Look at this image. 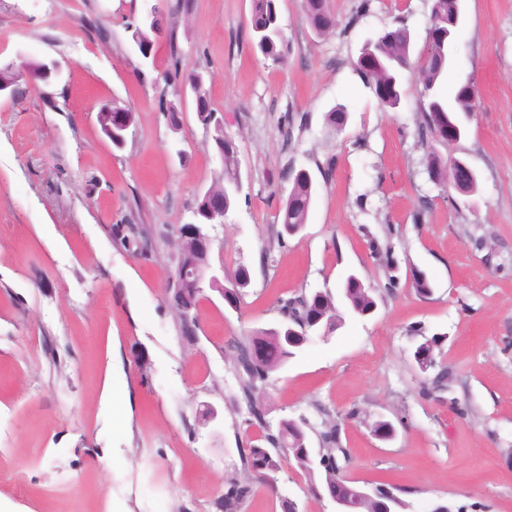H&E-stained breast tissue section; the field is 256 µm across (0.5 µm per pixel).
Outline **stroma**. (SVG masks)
<instances>
[{
	"label": "stroma",
	"mask_w": 512,
	"mask_h": 512,
	"mask_svg": "<svg viewBox=\"0 0 512 512\" xmlns=\"http://www.w3.org/2000/svg\"><path fill=\"white\" fill-rule=\"evenodd\" d=\"M330 3L336 30L319 37L303 0H279L291 50L274 67L253 47L250 0H194L152 62L129 29L143 0H0L1 62L65 64L60 80L0 101V512H217L258 434L225 342L277 320V298L335 291L349 271L377 289L391 273L400 284L374 315L312 338L276 374L262 391L270 425L306 419L314 448L316 428L342 420L346 475L403 489L404 512H512V0H463L444 87L473 83L477 111L460 141L426 147L419 85L404 81L399 107H383L355 63L364 40L398 20L422 53L432 0ZM174 48L239 150L244 192L213 231L210 261L251 274L240 311L206 291L192 341L165 299L168 233L222 166L193 95L160 78ZM112 102L135 116L120 149L97 121ZM338 103L350 117L336 132L325 114ZM169 104L182 133L167 128ZM431 151L468 162L477 193L431 180ZM300 169L316 202L277 246ZM118 224L145 229L151 260L116 237ZM414 268L431 294L411 287ZM415 327L442 338L446 390H427L434 374L414 360ZM207 404L218 413L209 425ZM379 419L393 439L374 435ZM276 478L255 484L240 512H281L284 497L330 512L296 466Z\"/></svg>",
	"instance_id": "1"
}]
</instances>
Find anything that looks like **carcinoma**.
I'll return each instance as SVG.
<instances>
[{"label": "carcinoma", "instance_id": "1", "mask_svg": "<svg viewBox=\"0 0 512 512\" xmlns=\"http://www.w3.org/2000/svg\"><path fill=\"white\" fill-rule=\"evenodd\" d=\"M167 4V20L173 21L178 14L187 15L193 8L194 0H174ZM306 21L311 30L319 37L326 36L336 29V15L329 0H304ZM460 0H433L428 28V44L425 52L417 60H412L411 34L402 23L383 30L373 38L374 58L358 57L356 70L364 85L377 97L379 102L394 109L399 106L403 94L402 83L405 74H410L421 86V110L418 130L421 143L426 145L433 140L448 146L457 143L467 132L466 122L476 112L477 97L474 86L466 82L443 94L442 83L448 69L455 60V54L448 49V28L457 17ZM248 26L256 51L264 60L273 65H282L288 59L289 40L280 22L278 0H251ZM184 80L197 89L195 99L196 119L203 128H209L208 120L214 115L209 95L203 89L204 81L197 72L184 76ZM349 109L345 104H337L326 113L325 120L329 128L342 129L348 121ZM217 153L221 157L222 171L212 185L202 193L194 206L201 221H208V213L215 195H224V213H229L237 204L240 196V168L238 148L235 142L217 131L212 136ZM427 168L431 178L445 185L448 183V163L433 153L427 156ZM316 185L310 175L298 171L293 176V186L286 199L282 213V230L278 239L290 235V232L302 229L315 202ZM237 287L224 289V305L237 310L242 304L244 289L250 285L249 270L241 266L235 273ZM408 280L412 288L420 295L432 291L430 280L425 272L412 269ZM339 297L325 291H315L292 299L276 301L275 308L281 320L288 324L285 314L305 322L306 328L316 322L331 333L346 325L347 320L355 319L366 313H374L378 308L375 290L365 285L354 273L346 274L339 286ZM202 295L191 285H186L179 294L167 293V300L176 308H189L197 311ZM341 299L342 307L336 306ZM298 346L293 348L283 343L274 332L253 330L240 339L230 341L233 349L232 367L237 375L242 401L245 403L249 421L263 432L264 444H255L241 451L242 477H232L225 481L224 492L218 497L217 505L221 512H237L252 494L254 476L270 477L280 469V455H292L293 459L308 476L310 492L317 494L315 485L322 479L320 468L314 466L312 455L308 454L307 436L297 439L288 436L290 420H282V425L272 429L266 419L265 405L259 397V391L269 385L274 375L297 357L306 345V335L296 337ZM341 424L336 422L329 429L319 432L322 454H333L336 460L348 461L349 449L341 447L339 431ZM341 465H336L338 473L333 476L336 483V495L357 500L356 512H379L380 500L361 498L353 483L339 473Z\"/></svg>", "mask_w": 512, "mask_h": 512}]
</instances>
